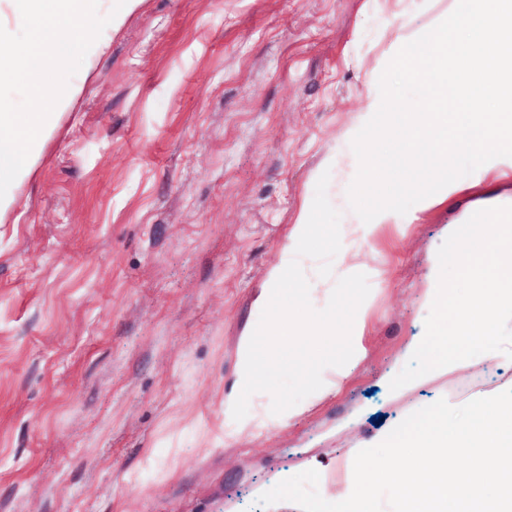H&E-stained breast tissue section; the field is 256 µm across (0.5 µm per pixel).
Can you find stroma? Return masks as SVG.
Segmentation results:
<instances>
[{"label": "stroma", "instance_id": "35a3bbf8", "mask_svg": "<svg viewBox=\"0 0 512 512\" xmlns=\"http://www.w3.org/2000/svg\"><path fill=\"white\" fill-rule=\"evenodd\" d=\"M443 0H144L84 59L29 180L0 215V512H300L256 506L307 469L353 479L378 444L438 399L512 389V360L477 356L397 391L425 333L448 231L475 186L411 224L347 236L329 277L301 258L323 309L351 262L373 303L367 354L334 395L283 428L224 435L239 342L322 173L342 209L401 172L359 109L398 34ZM405 16L407 28L397 26Z\"/></svg>", "mask_w": 512, "mask_h": 512}]
</instances>
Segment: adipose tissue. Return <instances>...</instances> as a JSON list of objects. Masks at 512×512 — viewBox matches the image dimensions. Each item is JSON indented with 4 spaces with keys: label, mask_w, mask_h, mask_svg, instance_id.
<instances>
[{
    "label": "adipose tissue",
    "mask_w": 512,
    "mask_h": 512,
    "mask_svg": "<svg viewBox=\"0 0 512 512\" xmlns=\"http://www.w3.org/2000/svg\"><path fill=\"white\" fill-rule=\"evenodd\" d=\"M391 50L394 74L425 80L428 92L412 104L384 87L362 109L361 131L385 132L403 171L384 204L347 203L348 223L368 239L401 222L407 193L423 213L466 191L452 174L461 158L478 160L479 180L512 177V0H448L442 21Z\"/></svg>",
    "instance_id": "1"
}]
</instances>
